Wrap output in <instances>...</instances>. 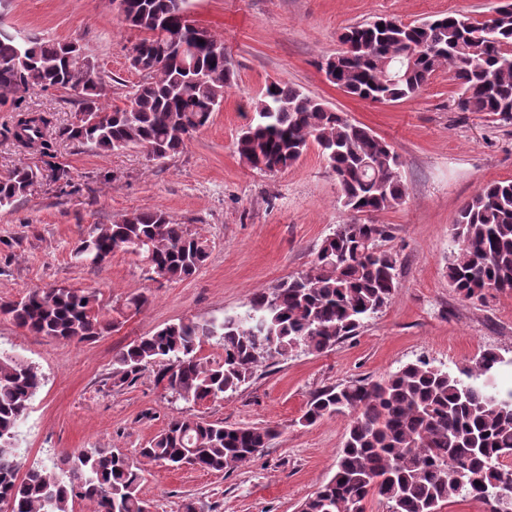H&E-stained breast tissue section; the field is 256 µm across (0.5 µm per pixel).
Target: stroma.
Segmentation results:
<instances>
[{
    "instance_id": "stroma-1",
    "label": "stroma",
    "mask_w": 512,
    "mask_h": 512,
    "mask_svg": "<svg viewBox=\"0 0 512 512\" xmlns=\"http://www.w3.org/2000/svg\"><path fill=\"white\" fill-rule=\"evenodd\" d=\"M505 0H189V16L224 41L235 64L224 103L182 153L155 160L141 147L98 152L64 138L48 153L22 151L8 130L14 113L0 107V178L16 165L41 178L13 206L0 208V302L23 292L69 285L95 292L105 311L123 310L112 331L64 342L38 336L0 317V352L35 365L43 384L19 427L21 469L84 448L135 454L175 416L232 426L276 429L267 448L221 473L148 466L141 495L151 512H298L334 473L348 420L301 417L318 390L380 379L417 359L461 367L484 349L498 352L512 377V292L486 303L462 300L448 285L450 229L460 207L484 184L512 179V120L459 112L457 86L439 69L414 98L379 104L346 96L320 63L340 47L345 28L373 16L413 22L448 12L477 20ZM5 21L41 37L85 46L123 104L141 80L129 66L138 34L110 0H9ZM281 80L371 128L402 161L405 199L361 215L385 224L382 247L396 254L399 288L392 302L365 320L356 336L321 353L299 350L266 360L236 393L215 403L188 404L159 383L156 367L119 382L115 356L141 337L182 320H205L241 309L253 293L309 270L321 241L349 215L337 203L336 179L317 148L272 174L248 168L235 141L266 84ZM21 108L54 113L57 126L75 119L65 90L19 94ZM65 169L67 180L54 179ZM162 209L209 246L204 265L182 281L155 282L139 258L116 253L99 268L72 250L95 225L138 210ZM145 295L139 311L127 300Z\"/></svg>"
}]
</instances>
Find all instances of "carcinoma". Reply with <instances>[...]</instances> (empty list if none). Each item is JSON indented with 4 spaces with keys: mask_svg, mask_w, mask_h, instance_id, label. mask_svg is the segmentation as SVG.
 Returning <instances> with one entry per match:
<instances>
[{
    "mask_svg": "<svg viewBox=\"0 0 512 512\" xmlns=\"http://www.w3.org/2000/svg\"><path fill=\"white\" fill-rule=\"evenodd\" d=\"M123 22L141 33L130 67L142 81L124 106H108L111 87L77 42L0 31V106L23 91L66 90L78 118L58 128L51 112L15 108L9 133L24 151L47 149L49 134L100 152L130 146L161 160L184 150L224 101L234 77L224 41L187 15L188 0H125ZM341 49L320 69L343 92L372 102L416 97L431 76L448 67L460 112L512 118V3L483 22L450 13L422 22L379 17L347 28ZM253 117L236 151L247 167L276 172L314 145L336 177L337 203L353 215L321 242L310 270L254 293L243 310L221 318L180 321L140 338L115 357L124 381L150 364L157 380L194 404L218 402L248 381L265 360L298 349L321 353L387 306L398 282L397 255L381 248L388 230L356 214L401 204L402 162L390 144L300 89L266 85L252 103ZM34 172L21 164L0 178V208L27 195ZM455 249L448 256V285L463 300L483 301L512 291V180L482 187L451 225ZM117 252L137 256L165 281L194 275L208 245L162 210L134 211L113 224H98L73 255L98 268ZM0 314L33 334L69 342L102 336L116 326L96 297L81 288L51 286L0 303ZM216 340L220 359L198 356ZM504 359L486 349L454 373L419 359L381 380L356 379L318 391L302 421L349 417L333 477L300 505L299 512H353L377 496L389 512H440L456 497L475 498L498 512L499 494H512V388L498 385ZM42 385L38 369L0 354V503L11 512H70L76 499L93 512H144L139 495L147 463L209 472L230 471L266 447L268 426H226L219 421L174 417L148 446L130 456L90 448L19 476V422Z\"/></svg>",
    "mask_w": 512,
    "mask_h": 512,
    "instance_id": "carcinoma-1",
    "label": "carcinoma"
}]
</instances>
